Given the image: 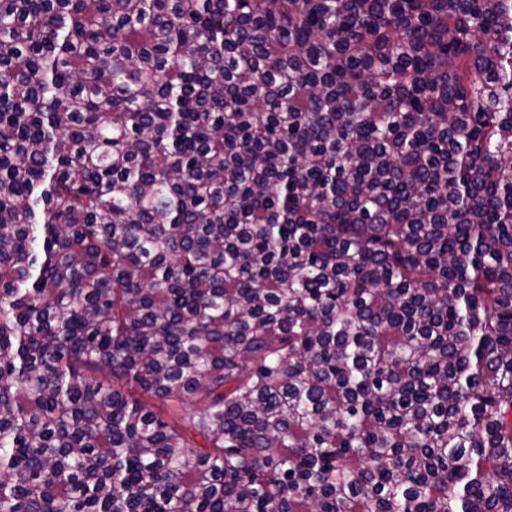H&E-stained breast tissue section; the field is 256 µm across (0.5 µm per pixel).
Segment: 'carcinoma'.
<instances>
[{
    "mask_svg": "<svg viewBox=\"0 0 512 512\" xmlns=\"http://www.w3.org/2000/svg\"><path fill=\"white\" fill-rule=\"evenodd\" d=\"M0 512H512V0H0Z\"/></svg>",
    "mask_w": 512,
    "mask_h": 512,
    "instance_id": "cac0c4a2",
    "label": "carcinoma"
}]
</instances>
